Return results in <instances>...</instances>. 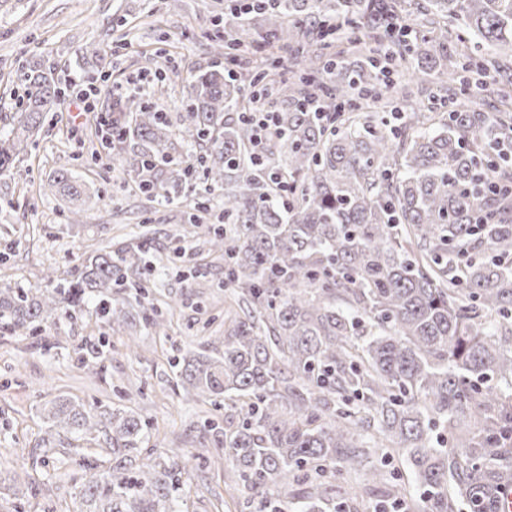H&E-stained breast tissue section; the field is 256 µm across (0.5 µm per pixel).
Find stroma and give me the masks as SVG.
Listing matches in <instances>:
<instances>
[{
    "mask_svg": "<svg viewBox=\"0 0 512 512\" xmlns=\"http://www.w3.org/2000/svg\"><path fill=\"white\" fill-rule=\"evenodd\" d=\"M229 0H5L0 6V105L14 106L21 89L15 57L50 56L57 76L69 81L83 65L89 44L107 39L116 51L107 72L111 83L137 80L143 71L163 76L164 111H180L187 99V73L218 65L208 36L215 28L251 39L254 27L240 26ZM100 146L94 115L59 110L29 155L19 163L8 189L0 191V282L39 287L47 268L68 272L82 252L116 245L141 229L150 260L176 256L178 266L203 264L206 285L185 281L159 269L144 271L157 301L182 299L164 311L167 336L145 333L130 321L137 336L135 355L113 351L102 375L79 368L77 351L86 338L102 332L92 306L64 315L52 327L26 336L0 335V470L38 479L51 512H70L75 484L65 478L71 456L66 437L44 454L37 442L43 423L36 407L61 393L131 407L157 427L166 447L200 453L203 467H189L185 477L187 512H242L243 488H231V463L215 448H200L201 424L209 408L179 396L171 361L178 351L221 345L224 340V260L202 253L192 239L176 240L191 199L175 198L149 206L132 191V180L107 156H93ZM75 171L87 185L80 224H71L60 197L40 195L42 184L57 172Z\"/></svg>",
    "mask_w": 512,
    "mask_h": 512,
    "instance_id": "obj_1",
    "label": "stroma"
}]
</instances>
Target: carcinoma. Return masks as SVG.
Here are the masks:
<instances>
[{"mask_svg": "<svg viewBox=\"0 0 512 512\" xmlns=\"http://www.w3.org/2000/svg\"><path fill=\"white\" fill-rule=\"evenodd\" d=\"M417 9L420 29L404 40V0H272L257 11L263 56L243 78L219 67L191 76L174 117L134 99L108 116L120 131L109 158L150 200L195 192L200 176L224 189L231 228L206 222L195 192L185 233L224 255V287L247 313L224 318L223 349L174 360L176 385L211 406L201 447L224 450L252 496L290 490L293 512H359L336 490L362 470L373 509L499 512L512 485V0ZM334 28L345 47L332 58ZM382 44L399 85L379 68ZM241 47L210 43L230 61ZM472 75L490 79L500 105L470 104ZM18 78L23 94L0 112V181L65 94L52 65L28 58ZM268 87L280 108L257 149L246 91ZM179 146L195 161L174 162ZM43 190L73 205L84 194L68 171ZM148 263L130 241L91 252L67 277L46 272L42 289L3 282L0 329L54 326L91 299L107 331L78 363L98 375L108 334L129 317L167 335L140 278ZM40 419L43 446L64 432L106 452L77 460L74 512H177L193 456L165 448L136 411L60 394ZM377 454L405 460L424 506L369 464Z\"/></svg>", "mask_w": 512, "mask_h": 512, "instance_id": "1", "label": "carcinoma"}]
</instances>
